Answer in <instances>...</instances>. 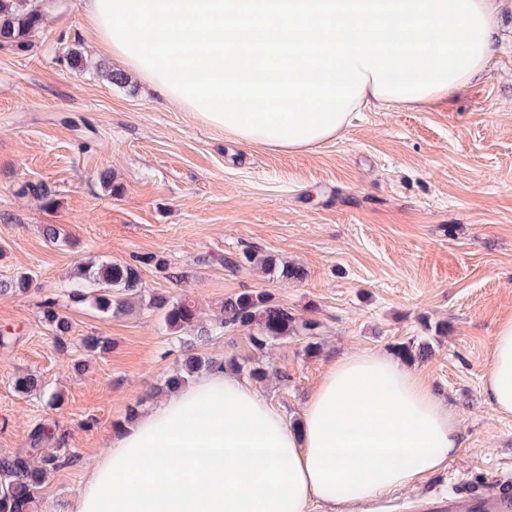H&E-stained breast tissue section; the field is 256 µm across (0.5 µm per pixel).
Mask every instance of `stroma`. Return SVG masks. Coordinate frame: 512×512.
I'll list each match as a JSON object with an SVG mask.
<instances>
[{"mask_svg":"<svg viewBox=\"0 0 512 512\" xmlns=\"http://www.w3.org/2000/svg\"><path fill=\"white\" fill-rule=\"evenodd\" d=\"M79 49L88 67L66 61ZM97 51L82 0H54L53 14L26 51L0 48V281L28 272L36 287L0 295V455L25 448L32 427L58 421L69 464L41 489L38 512H65L106 437L180 364L175 335L149 310L102 317L90 305L66 314V347L42 323L43 296L77 283L86 261L132 262L158 254L168 273L141 267L146 293L185 297L212 321L225 298L266 290L295 314L321 323L320 349L306 338L255 351L247 332L213 336L201 355L262 362L277 374L257 392L297 423L329 357L393 353L427 344L413 367L454 409L460 454L437 474L382 494L363 512H431L456 496L512 485V414L489 405L483 378L501 320L512 316V0H500L498 37L480 79L427 109L355 113L343 135L311 150L277 153L225 137L165 104L136 75L114 84ZM112 173V194L100 180ZM44 183V205L21 195ZM62 229L52 243L45 225ZM245 251L300 264L282 281L222 260ZM210 264H200L202 255ZM444 321L446 335L431 324ZM112 349L71 363L87 336ZM37 375L43 392L18 393ZM58 394L59 407L47 406Z\"/></svg>","mask_w":512,"mask_h":512,"instance_id":"obj_1","label":"stroma"}]
</instances>
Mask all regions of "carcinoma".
Segmentation results:
<instances>
[{
	"label": "carcinoma",
	"instance_id": "carcinoma-1",
	"mask_svg": "<svg viewBox=\"0 0 512 512\" xmlns=\"http://www.w3.org/2000/svg\"><path fill=\"white\" fill-rule=\"evenodd\" d=\"M45 24L41 4L37 0H0V47L24 50L31 44V38ZM24 195H31L50 205V191L41 182H28L21 187ZM153 266L165 273L168 260L158 254L135 258V263H93L78 268L79 277L93 285L92 291L70 288L66 296L72 305L90 304L97 312L108 317L126 313L135 306L155 310L162 315L168 330L179 335L183 351L181 367L164 383V388L184 385L203 369L217 367L233 370H247L250 379L257 383L267 380L269 369L260 363L251 366L241 364L236 358L214 359L196 353L197 344L208 341L216 331L228 332L244 328L250 331V343L254 350L262 351L269 343L294 336L309 338L308 350L320 347L316 336L320 335L321 323L306 319L290 311L268 291H247L224 300L223 317L207 324L194 302L186 298H174L165 294H143L138 265ZM224 267L237 270L246 265L258 266L267 273L281 279L298 280L304 271L272 256H260L246 251L234 258L223 259ZM33 284L27 273L18 275L10 282H0V293H25ZM42 322L51 331L56 343L66 347L65 336L71 329L69 318L62 312L61 301L47 297L41 302ZM82 347L86 356H100L110 352L111 341L105 336H89L83 339ZM426 346L402 343L395 347L396 353L404 360L414 361L425 355ZM41 387L39 378L32 374L15 379L14 388L27 394ZM66 435L52 423L35 425L29 436L30 451L12 456H0V512H37V495L49 476L59 470L65 458L53 452L65 445Z\"/></svg>",
	"mask_w": 512,
	"mask_h": 512
}]
</instances>
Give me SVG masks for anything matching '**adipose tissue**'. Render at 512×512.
I'll list each match as a JSON object with an SVG mask.
<instances>
[{
  "label": "adipose tissue",
  "instance_id": "adipose-tissue-1",
  "mask_svg": "<svg viewBox=\"0 0 512 512\" xmlns=\"http://www.w3.org/2000/svg\"><path fill=\"white\" fill-rule=\"evenodd\" d=\"M498 0H84L96 44L171 107L275 152L337 138L374 103L415 108L476 80ZM484 396L512 413V316ZM68 512H356L455 458L461 429L383 352L337 356L303 419L218 368L110 433Z\"/></svg>",
  "mask_w": 512,
  "mask_h": 512
}]
</instances>
